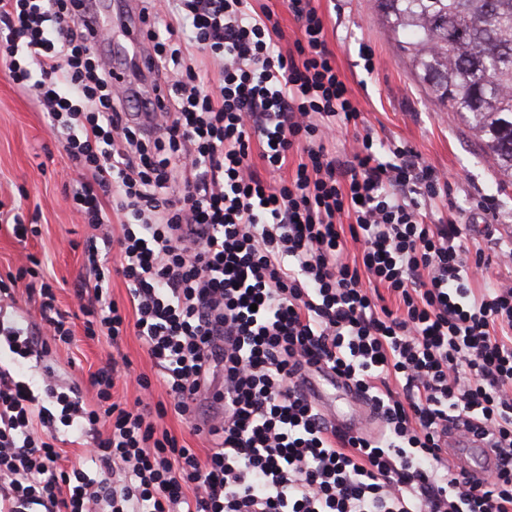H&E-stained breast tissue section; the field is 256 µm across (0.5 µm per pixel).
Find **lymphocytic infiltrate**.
Wrapping results in <instances>:
<instances>
[{"label": "lymphocytic infiltrate", "mask_w": 512, "mask_h": 512, "mask_svg": "<svg viewBox=\"0 0 512 512\" xmlns=\"http://www.w3.org/2000/svg\"><path fill=\"white\" fill-rule=\"evenodd\" d=\"M79 9L0 0V56L82 172L85 333L135 332L160 381L119 398L124 355L60 380L43 359L71 343L68 312L38 267L0 278V344L42 365L35 387L0 366V512H512V277L492 272L512 267V238L491 259L470 225L428 221L448 178L408 144L367 132L328 149L360 111L314 0H287V49L257 0H138L147 94L115 92ZM21 281L38 319L9 313ZM323 371L379 433L326 417L309 386ZM170 413L206 454L163 427ZM64 427L95 474L61 466ZM453 430L495 448L496 470L449 464Z\"/></svg>", "instance_id": "f902f5d3"}]
</instances>
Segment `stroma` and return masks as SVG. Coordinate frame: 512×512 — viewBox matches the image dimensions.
I'll list each match as a JSON object with an SVG mask.
<instances>
[{
	"label": "stroma",
	"mask_w": 512,
	"mask_h": 512,
	"mask_svg": "<svg viewBox=\"0 0 512 512\" xmlns=\"http://www.w3.org/2000/svg\"><path fill=\"white\" fill-rule=\"evenodd\" d=\"M327 18L328 43L361 108L360 126L379 140L402 141L448 178L447 196L435 199L433 212L453 209L469 213L475 200L491 197L496 213L491 221L502 237H512V184L505 185L467 128L453 113L427 97L413 78L407 59L387 29L377 21L371 0H317ZM373 56L365 70L363 52ZM81 173L61 143L49 131L40 107L20 94L0 61V208L37 224L38 235L18 241L10 226L0 222V274L42 260L61 309L71 314L74 341L52 354L48 362L63 380L87 377L101 367L107 354L120 349L132 362L131 374L117 386L120 397L134 401L137 375L156 377L141 341L127 335L119 347L106 339H89L79 314L73 284L84 274L83 244L91 228L73 209L68 187Z\"/></svg>",
	"instance_id": "1"
}]
</instances>
